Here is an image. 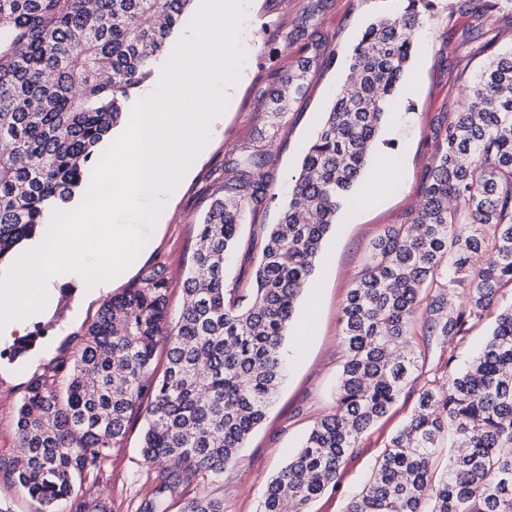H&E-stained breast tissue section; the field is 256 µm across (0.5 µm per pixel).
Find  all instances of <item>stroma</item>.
Masks as SVG:
<instances>
[{
    "instance_id": "1",
    "label": "stroma",
    "mask_w": 512,
    "mask_h": 512,
    "mask_svg": "<svg viewBox=\"0 0 512 512\" xmlns=\"http://www.w3.org/2000/svg\"><path fill=\"white\" fill-rule=\"evenodd\" d=\"M306 2L249 0L241 36L248 59L236 94L217 119L205 152L178 192L168 198L163 225L151 232V247L106 290L90 293L73 283L59 286L53 304L30 324L26 352L18 355L13 345L0 346V459L17 455L18 408L32 378L46 372L55 358L77 352L82 334L105 301L137 286L149 269L159 266L167 278L168 315L178 317L202 218L223 191L237 151L258 145L268 152L260 173L275 200L247 210L225 267L228 285H251L265 232L277 223L279 207L291 195L303 152L346 78L354 47L369 23L406 6V0H316L307 15ZM425 17L415 33L419 51L405 76L413 92L397 93L374 152L376 158H392L393 164L382 171L368 164V171L377 174L376 182L360 180L351 204L337 215L316 262L313 286L297 307L300 318L314 311L315 322L307 335L285 341V376L264 420L249 437L238 463L225 469L222 481L181 485L167 496V512H181L184 501L203 493L223 498L224 512H259L266 481L313 425L333 411L345 356L341 316L346 295L373 242L389 226L406 222L422 203L437 150L434 129L455 117L475 74L495 56L512 50L511 12L500 14L493 42L475 37L473 17L459 8L458 0H431ZM300 26L306 28V36H296ZM313 55L324 63L307 72L305 89L294 97L286 116L270 112L269 90L281 75ZM422 381L421 373L414 376L390 412L365 433L343 468L338 490L317 498L310 512H344L347 499L368 481L390 437L410 417ZM145 426L144 416L132 417L100 471L80 485L81 490L111 500L114 512H146L159 485V466L146 463L140 452Z\"/></svg>"
}]
</instances>
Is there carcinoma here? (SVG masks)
<instances>
[{
    "instance_id": "carcinoma-1",
    "label": "carcinoma",
    "mask_w": 512,
    "mask_h": 512,
    "mask_svg": "<svg viewBox=\"0 0 512 512\" xmlns=\"http://www.w3.org/2000/svg\"><path fill=\"white\" fill-rule=\"evenodd\" d=\"M95 2L89 10L86 0H0V141L11 147L0 153V260L32 238L47 213L88 190L100 145L129 113L131 92L149 78L194 0ZM407 2L368 26L354 49L356 89L342 87L307 146L252 285L230 288L224 279L246 210L268 196L257 178L266 153L245 146L200 224L178 319L169 321L164 271L154 268L140 287L103 303L75 355L33 378L17 419L27 453L0 463V472L37 512H112V502L78 493L76 480L100 468L140 413L144 460L176 467L160 474L156 493L236 464L284 375L283 344L322 240L350 202L415 57L419 5L429 0ZM466 6L474 30L487 34L512 0ZM315 63L308 58L281 77L272 111H287L284 91L301 93ZM433 138L422 207L373 243L346 296L335 408L266 482L260 512H306L336 486L362 436L414 374L420 319L448 362L429 369L410 417L345 512H512V304L468 368L451 369L456 348L512 284V52L480 70L456 117ZM160 346L167 365L157 377ZM447 438L448 465L437 477L434 459ZM183 512H224V501L201 495Z\"/></svg>"
}]
</instances>
